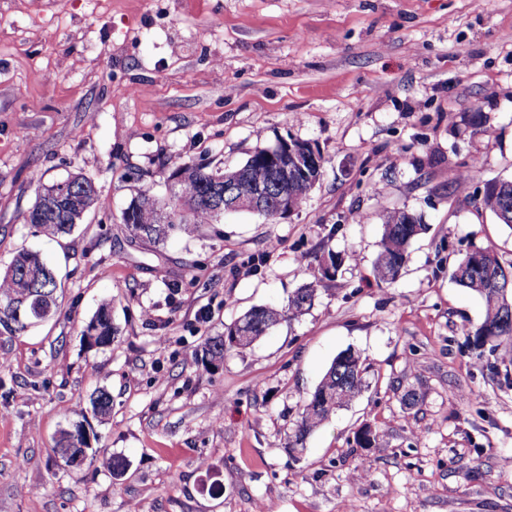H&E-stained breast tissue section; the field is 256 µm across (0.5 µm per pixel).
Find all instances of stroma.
<instances>
[{"label":"stroma","mask_w":512,"mask_h":512,"mask_svg":"<svg viewBox=\"0 0 512 512\" xmlns=\"http://www.w3.org/2000/svg\"><path fill=\"white\" fill-rule=\"evenodd\" d=\"M282 138L324 158L299 209L190 223L163 248L129 236L137 189L169 198L179 166L233 168ZM73 175L98 201L47 238L24 215ZM502 178L512 0H0V274L40 252L62 301L27 333L0 328V512H512V351L495 375L475 357L483 301L451 278L478 248L512 266V228L482 206ZM386 209L428 226L390 285L374 275ZM327 248L343 261L320 281ZM310 282L303 315L208 356ZM105 302L117 334L92 348ZM349 347L368 389L292 454L300 405ZM81 421L94 440L70 468L55 442ZM366 423L380 437L360 448Z\"/></svg>","instance_id":"stroma-1"}]
</instances>
